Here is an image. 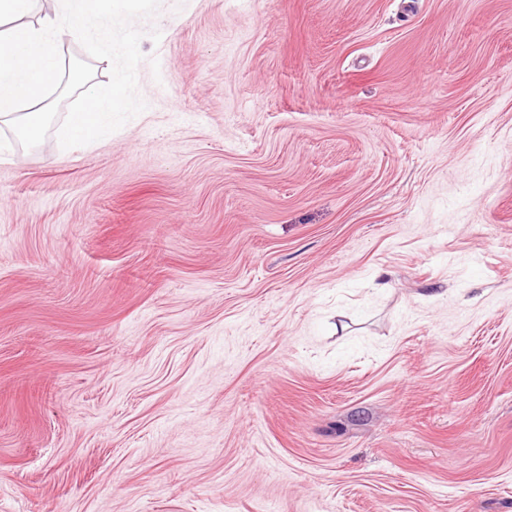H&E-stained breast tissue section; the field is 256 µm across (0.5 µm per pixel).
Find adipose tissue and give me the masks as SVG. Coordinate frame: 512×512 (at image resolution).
<instances>
[{
    "label": "adipose tissue",
    "instance_id": "obj_1",
    "mask_svg": "<svg viewBox=\"0 0 512 512\" xmlns=\"http://www.w3.org/2000/svg\"><path fill=\"white\" fill-rule=\"evenodd\" d=\"M34 0H0V124L17 129L21 141L37 144L51 117L46 102L62 79L61 49L76 26L103 21L122 0H54L52 14L31 20ZM71 113L68 140L96 138L118 109L116 96L94 92Z\"/></svg>",
    "mask_w": 512,
    "mask_h": 512
}]
</instances>
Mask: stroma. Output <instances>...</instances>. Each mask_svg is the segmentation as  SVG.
<instances>
[{"instance_id":"35a3bbf8","label":"stroma","mask_w":512,"mask_h":512,"mask_svg":"<svg viewBox=\"0 0 512 512\" xmlns=\"http://www.w3.org/2000/svg\"><path fill=\"white\" fill-rule=\"evenodd\" d=\"M61 56L0 129V512H512V0H129ZM84 99L86 107L70 113L64 130L67 139L77 144H86L96 138L112 120V112L118 110L117 93L108 96L89 92Z\"/></svg>"}]
</instances>
